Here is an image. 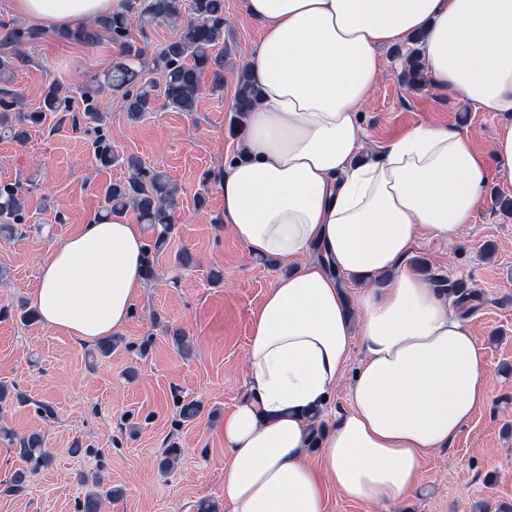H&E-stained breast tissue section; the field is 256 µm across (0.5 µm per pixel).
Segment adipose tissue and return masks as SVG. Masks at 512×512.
<instances>
[{
    "label": "adipose tissue",
    "instance_id": "adipose-tissue-1",
    "mask_svg": "<svg viewBox=\"0 0 512 512\" xmlns=\"http://www.w3.org/2000/svg\"><path fill=\"white\" fill-rule=\"evenodd\" d=\"M126 5L15 0L19 17L52 30ZM244 10L261 27L248 63L260 98L219 177L224 224L250 255L295 269L252 320V395L224 413V512H326L331 485L388 505L491 400L464 314L410 256L418 238L471 223L491 174L512 182V0H245ZM416 34L437 87L506 115L489 152L457 127L420 125L360 159L358 112L380 50ZM144 248L125 212L60 242L33 296L43 325L84 344L120 332L145 287ZM341 275L363 285L356 306ZM354 357L349 406L315 440L312 418Z\"/></svg>",
    "mask_w": 512,
    "mask_h": 512
}]
</instances>
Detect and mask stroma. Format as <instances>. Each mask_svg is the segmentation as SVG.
<instances>
[{
  "label": "stroma",
  "mask_w": 512,
  "mask_h": 512,
  "mask_svg": "<svg viewBox=\"0 0 512 512\" xmlns=\"http://www.w3.org/2000/svg\"><path fill=\"white\" fill-rule=\"evenodd\" d=\"M224 88L205 91L195 111L157 108L130 120L112 98L99 101L101 125L115 155H138L164 171L179 188L176 224L154 256L156 276L148 281L126 327L112 337V352L80 344L41 322L19 318L20 304L32 303L41 261L79 225L97 218L104 189L128 178L119 163L100 167L92 135L48 114L30 131L25 145L0 139V182L31 188L28 219L21 236L0 238V382L11 395L0 404V427L13 435L40 434L52 462L35 473L27 489L6 494L21 467L15 444L0 436V512H78L93 479L115 488L101 512H224L225 410L249 393L245 352L251 322L265 294L286 268L248 254L223 224L224 198L217 176L226 159L240 152L243 136L232 129L236 73L247 63L260 31L245 16L243 0H224ZM21 56L6 77L25 111L42 104V93L57 81L71 98L73 113L84 109L81 92L95 86L119 52L109 34L95 45L42 32L16 46L0 40V57ZM382 76L361 108L365 148L374 155L388 141L421 124L457 125L475 148L488 151L502 121L461 93L433 82L403 86L393 49L382 52ZM204 206H197V196ZM512 198V183L491 180L470 224L448 240L416 242L411 263L427 279L463 284L479 295L468 324L486 356L492 390L489 406L477 412L452 445L431 453L416 488L401 502L365 506L328 493L327 512H512V212L498 198ZM63 212L65 223L54 221ZM193 255L178 266L179 252ZM224 273L220 284L211 269ZM182 331L188 347L177 344ZM199 407L183 419V403ZM52 416H45L43 406ZM82 453H72L73 444ZM180 456L161 470L167 449Z\"/></svg>",
  "instance_id": "obj_1"
}]
</instances>
